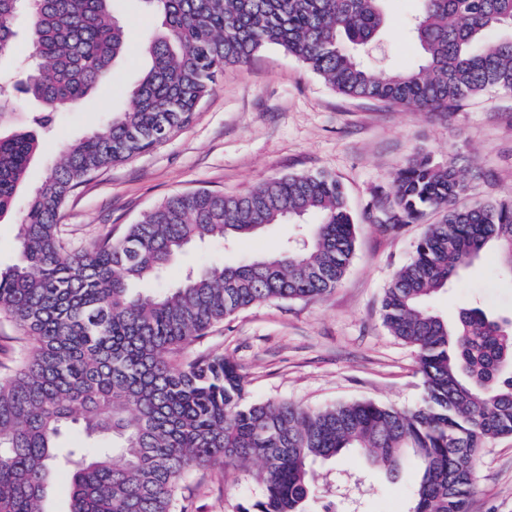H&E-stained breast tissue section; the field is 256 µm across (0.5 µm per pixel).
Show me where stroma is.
<instances>
[{
	"label": "stroma",
	"mask_w": 512,
	"mask_h": 512,
	"mask_svg": "<svg viewBox=\"0 0 512 512\" xmlns=\"http://www.w3.org/2000/svg\"><path fill=\"white\" fill-rule=\"evenodd\" d=\"M418 5L419 0H388L385 71L404 70L419 60V49L404 30ZM113 13L127 32V49L115 63L118 77L94 90L79 111L57 118L11 215L0 222L2 269L18 259V226L31 192L68 143L91 132L110 113L129 107L130 92L148 65L144 35L159 27L160 18L145 12L141 0H115ZM418 153L467 173L462 204L512 198V95L490 92L464 101L457 111L434 113L352 99L273 45L246 64L225 68L187 128L78 188L64 206L60 224L78 246L109 232L120 234L177 192L205 188L244 194L272 176L323 172L335 177L344 185L356 219L355 256L342 282L319 301L246 308L213 327L189 352L221 354L237 364L250 402L287 400L325 408L372 401L411 408L423 396L418 353L384 326L381 302L427 225L439 222L441 215L431 212L422 223L386 228L371 223L369 208L377 196L393 195L397 170ZM299 231L296 224H275L230 244L197 242L154 285L169 287L189 270L213 261L250 259ZM474 304L492 315L512 316V278L503 275L494 253H485L427 301L430 310L451 321ZM476 470L468 512H512V438L482 449ZM347 473L365 483L357 512H405L417 480L414 468L393 480L363 456L344 455L329 464L311 512H321L323 504L333 501L329 486ZM190 483L188 512H244L261 498L250 469H201Z\"/></svg>",
	"instance_id": "stroma-1"
}]
</instances>
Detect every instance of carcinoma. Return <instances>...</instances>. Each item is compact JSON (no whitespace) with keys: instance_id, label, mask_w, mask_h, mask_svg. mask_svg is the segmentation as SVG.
I'll return each instance as SVG.
<instances>
[{"instance_id":"1","label":"carcinoma","mask_w":512,"mask_h":512,"mask_svg":"<svg viewBox=\"0 0 512 512\" xmlns=\"http://www.w3.org/2000/svg\"><path fill=\"white\" fill-rule=\"evenodd\" d=\"M114 0H0V57L28 15L35 66L21 92L40 108L0 135V219L11 213L43 134L99 84L127 48ZM162 18L143 45L149 66L132 106L67 145L31 194L19 225L20 263L0 272V315L26 341L0 375V512H46L54 471H71L69 512H187L192 470L257 462L262 498L243 512H307L318 463L359 452L388 475L419 479L407 512H468L475 457L512 438V318L478 306L455 322L426 301L487 249L512 274V200L457 205L465 178L427 154L397 171L377 224L428 226L382 300L390 333L418 350L424 394L398 409L370 401L310 410L245 403L246 381L222 355L176 358L250 306L320 300L343 279L356 232L342 185L324 173L271 177L247 194L172 195L115 237L73 249L59 220L97 172L167 142L194 119L224 68L270 45L294 55L337 93L449 112L488 90L512 92V0H422L405 23L420 49L413 67L365 63L387 23L385 0H143ZM0 76V126L24 112ZM314 219L273 253L214 264L172 287L145 288L196 242L253 237L271 224ZM103 443L65 448L72 425Z\"/></svg>"}]
</instances>
